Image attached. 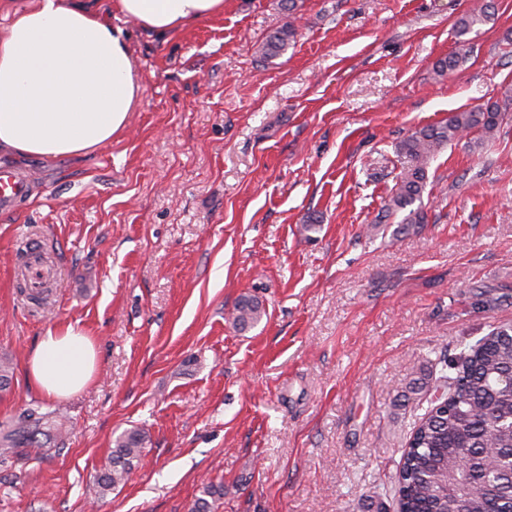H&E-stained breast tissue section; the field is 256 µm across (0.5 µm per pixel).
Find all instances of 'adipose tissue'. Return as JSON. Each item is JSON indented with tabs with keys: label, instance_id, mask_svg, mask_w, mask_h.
Listing matches in <instances>:
<instances>
[{
	"label": "adipose tissue",
	"instance_id": "ef3b65f1",
	"mask_svg": "<svg viewBox=\"0 0 512 512\" xmlns=\"http://www.w3.org/2000/svg\"><path fill=\"white\" fill-rule=\"evenodd\" d=\"M124 18L163 36L224 11V0H115ZM142 92L125 31L93 5L33 0L0 36V153L88 154L127 128ZM97 345L79 324L48 328L26 364L30 388L61 400L94 381Z\"/></svg>",
	"mask_w": 512,
	"mask_h": 512
}]
</instances>
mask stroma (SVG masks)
Returning a JSON list of instances; mask_svg holds the SVG:
<instances>
[{"instance_id":"1","label":"stroma","mask_w":512,"mask_h":512,"mask_svg":"<svg viewBox=\"0 0 512 512\" xmlns=\"http://www.w3.org/2000/svg\"><path fill=\"white\" fill-rule=\"evenodd\" d=\"M490 7L454 72L455 23ZM297 37L264 61L261 40ZM141 99L121 135L72 159L10 158L32 192L0 218V436L57 411L44 447L0 463V512H187L204 482L220 512H391L396 474L433 391L421 364L512 322V0H224L159 38L122 24ZM505 103L481 144L428 167V222L379 216L396 144L450 112ZM43 240L51 304L21 294L20 249ZM264 315L229 314L241 296ZM95 336L98 373L61 401L26 385L49 327ZM147 441L98 496L115 438ZM296 37L293 24H288L272 32L257 48V52L267 59L283 55ZM234 310L233 323L239 328L253 326L264 314L259 302L249 297L240 298Z\"/></svg>"}]
</instances>
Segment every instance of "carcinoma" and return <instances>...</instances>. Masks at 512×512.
I'll return each instance as SVG.
<instances>
[{
  "label": "carcinoma",
  "instance_id": "cac0c4a2",
  "mask_svg": "<svg viewBox=\"0 0 512 512\" xmlns=\"http://www.w3.org/2000/svg\"><path fill=\"white\" fill-rule=\"evenodd\" d=\"M489 19L471 12L457 20L454 51L438 60L439 78L459 68L470 53L465 36ZM296 37L293 24L272 32L257 48L267 59L283 55ZM506 113L497 103L478 110L451 112L443 122L415 129L396 144L407 159L381 219L404 213L394 234L427 223L420 204L431 160L444 147L477 130L485 138L499 132ZM233 323H258L259 302L243 297L234 307ZM455 375L442 374L437 386L448 391V406L429 407L413 429L397 472L396 512H512V326L502 324L463 349L453 363ZM146 434L130 429L114 442L106 463L95 476L99 497L128 479L142 456ZM224 485H203L189 512H215Z\"/></svg>",
  "mask_w": 512,
  "mask_h": 512
}]
</instances>
